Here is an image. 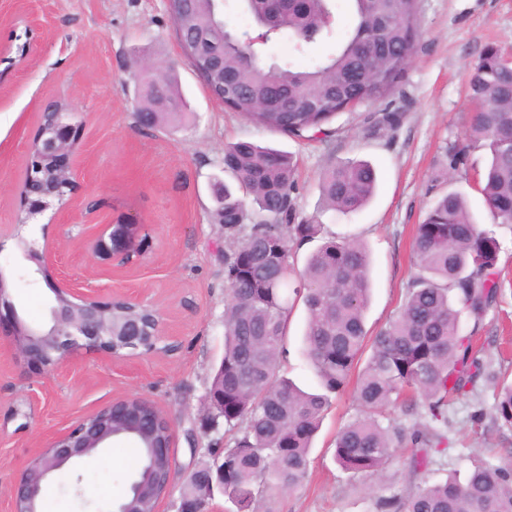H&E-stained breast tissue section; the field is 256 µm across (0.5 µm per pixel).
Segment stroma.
I'll list each match as a JSON object with an SVG mask.
<instances>
[{"label":"stroma","mask_w":512,"mask_h":512,"mask_svg":"<svg viewBox=\"0 0 512 512\" xmlns=\"http://www.w3.org/2000/svg\"><path fill=\"white\" fill-rule=\"evenodd\" d=\"M29 52L0 64V266L10 269L7 295L31 322L46 312L45 284L24 277L19 239L52 247L61 279L112 293H138L161 315L169 353L137 350L122 360L79 352L43 375L19 353L9 326L0 327V512H12L11 491L28 461L57 433L123 396L153 402L172 421L175 463L172 495L161 512H177L188 477L224 445V421L207 401L214 369L224 355V227L213 219V185L224 180V146L249 140L297 160L295 202L318 216L324 232L356 236L371 255L372 296L366 327L375 332L398 313L414 275V229L432 200L446 191L466 196L475 219L500 245L503 293L486 314L478 340L485 355L501 357L512 381V224L494 223L474 188L488 160L473 150L468 170L442 179L443 148L469 138L470 66L491 43L512 50V0H420L417 52L397 101L405 118L393 133L368 135L364 117L381 104L340 114L332 135L296 138L258 126L213 99L180 52L165 0H0V48ZM147 54L173 66L188 104L185 117L157 127L136 123L131 62ZM64 99L83 126L73 160L77 189L66 205H52L35 223L17 224L27 143L49 102ZM366 160L378 189L364 209L325 210L319 176L331 163ZM133 224L137 250L130 264L99 263L90 246L102 225ZM306 311L296 304L280 371L303 387L314 374L303 355ZM483 426H474L468 399L448 407V444L416 480L434 483L466 475L471 458L498 460L512 448V426L493 421L495 389L480 382ZM357 414L353 388L333 397L311 453L308 477L281 496L277 512H374L378 496L405 490L408 460L393 459L383 477L353 479L334 459L337 431ZM135 451L118 443L95 466L78 464L53 480L54 512H114L134 472Z\"/></svg>","instance_id":"obj_1"}]
</instances>
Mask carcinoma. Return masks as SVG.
I'll return each mask as SVG.
<instances>
[{
	"instance_id": "1",
	"label": "carcinoma",
	"mask_w": 512,
	"mask_h": 512,
	"mask_svg": "<svg viewBox=\"0 0 512 512\" xmlns=\"http://www.w3.org/2000/svg\"><path fill=\"white\" fill-rule=\"evenodd\" d=\"M248 27L230 30L218 16L216 0H183L185 15L175 21L187 43L210 52L217 73L232 83L224 94L230 110L251 122L297 138L330 137L331 122L364 103L390 98L416 52L419 0H348L356 24L341 31L333 0H299L273 18L266 0H237ZM294 38L291 55L271 64L260 55L284 35ZM335 40L332 52L301 69L296 59L318 41ZM467 94L475 104L468 143L444 149L446 168L466 165L472 149L490 160L479 182L484 203L500 224H512V57L484 48L471 67ZM136 120L152 125L183 114L185 104L174 80L163 71L143 74ZM400 112H371L369 130L390 132ZM216 223L224 225V356L208 394L224 392L227 440L210 449L224 461L218 488L234 509L252 512L259 499L298 488L330 396L345 391L357 374L354 396L359 415L335 439L334 457L355 479L377 476L402 448H412L409 474L432 463L448 437V402H474L475 424L484 409L477 388L497 387L495 420L512 426V382L500 377L493 359L476 349L484 316L501 295L499 243L455 191L437 196L416 225L417 272L404 301L387 326L370 334L365 315L370 299V257L355 239L323 241L303 268L290 263L297 248L320 236L322 225L295 205V162L272 147L238 141L224 147ZM377 174L364 161L330 164L322 172L324 206L343 214L365 207L375 194ZM306 310L303 354L319 389L308 392L279 374L289 319L297 302ZM472 321L469 329L462 318ZM398 405L410 422L388 413ZM133 481L162 493L163 465L135 438ZM181 499L207 500L190 480ZM375 512H512V448L500 461L478 459L464 480L455 474L416 486L406 494L381 496Z\"/></svg>"
}]
</instances>
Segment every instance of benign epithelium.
Listing matches in <instances>:
<instances>
[{
    "instance_id": "7a95c632",
    "label": "benign epithelium",
    "mask_w": 512,
    "mask_h": 512,
    "mask_svg": "<svg viewBox=\"0 0 512 512\" xmlns=\"http://www.w3.org/2000/svg\"><path fill=\"white\" fill-rule=\"evenodd\" d=\"M179 45L195 70L207 77L206 70L198 63L202 48L182 41ZM44 111L52 113V119L39 125L37 134L27 146L28 192L20 198V209L26 211V224L53 204H63L59 188L75 189L71 160L80 144V113L68 104L63 107L48 105ZM136 229L133 224L108 225L95 240V257L110 260L115 266L129 263L130 252L116 250V243L131 238ZM22 254L32 263L28 267L30 275L44 276L50 272L53 266L50 251L41 252L25 240ZM47 285L54 298L47 301L44 319L31 323L7 299L4 282L0 279V308L10 316L15 347L42 373L50 374L70 362L81 350L103 352L120 359L127 357V350L157 352L169 349L163 344L159 312L138 296L115 292L110 299L102 300L96 288H75L52 279ZM149 407L157 410L153 403L142 397L117 398L54 436L21 470L12 491V502L39 500L45 487L67 463L94 455L99 449L108 447L109 440L116 435L134 434L148 443L153 456L167 468L166 492L154 501H148L143 486H134V502L143 507V512H158L159 502L169 495L172 486L170 448L174 431L169 417L164 414L166 431L159 434L156 420L147 411Z\"/></svg>"
}]
</instances>
